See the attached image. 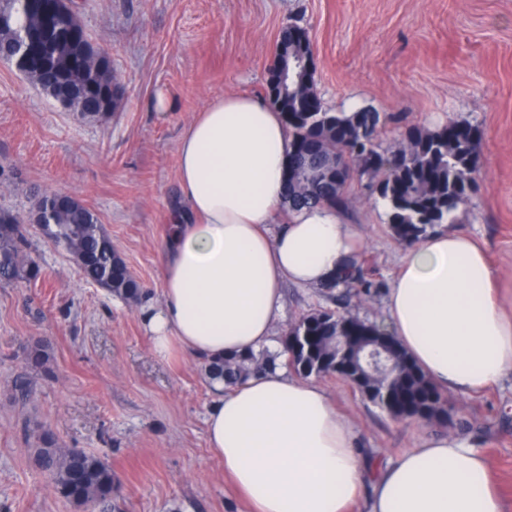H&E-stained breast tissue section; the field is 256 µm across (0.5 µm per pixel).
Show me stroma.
Masks as SVG:
<instances>
[{
  "mask_svg": "<svg viewBox=\"0 0 512 512\" xmlns=\"http://www.w3.org/2000/svg\"><path fill=\"white\" fill-rule=\"evenodd\" d=\"M80 23L105 49L122 100L105 121L81 119L0 64V209L27 213L59 192L97 216L142 284L129 304L86 282L71 256L28 225L38 279L0 285V512H79L34 462L40 439L82 448L118 474L122 512H247L206 440L214 398L203 364L152 348L142 309L159 304L163 234L178 197V144L208 102L266 95L285 28L305 30L324 106L400 115L381 129L396 149L407 128L472 126L478 192L458 231L484 243L512 311V0H78ZM344 223L392 282L403 244L364 182ZM49 347L48 373L25 362ZM28 377L27 400L13 396ZM370 464L395 461L446 433L483 451L512 512V376L476 394L448 391V425L396 418L343 380L323 378Z\"/></svg>",
  "mask_w": 512,
  "mask_h": 512,
  "instance_id": "35a3bbf8",
  "label": "stroma"
}]
</instances>
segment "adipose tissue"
Instances as JSON below:
<instances>
[{"label": "adipose tissue", "instance_id": "obj_1", "mask_svg": "<svg viewBox=\"0 0 512 512\" xmlns=\"http://www.w3.org/2000/svg\"><path fill=\"white\" fill-rule=\"evenodd\" d=\"M290 138L280 112L248 95L209 101L178 145L185 208L164 237L161 302L145 321L154 352L201 360L275 348L284 288H316L361 250L326 206L283 209ZM387 330L439 390L512 375V314L484 248L459 231L405 249ZM210 448L251 512H504L485 456L454 436L422 439L376 474L327 390L283 369L214 382Z\"/></svg>", "mask_w": 512, "mask_h": 512}]
</instances>
